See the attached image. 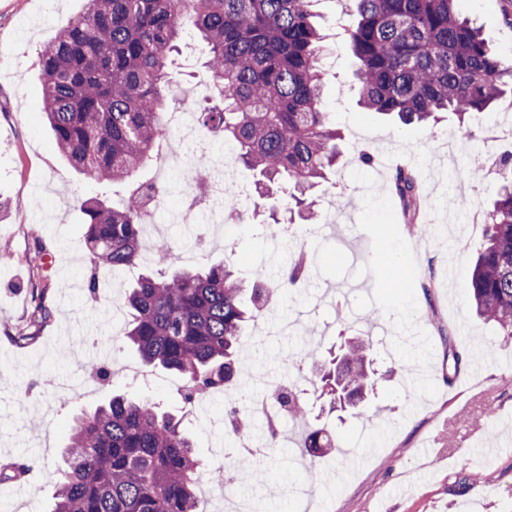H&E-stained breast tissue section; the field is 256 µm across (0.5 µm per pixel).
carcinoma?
<instances>
[{
    "label": "carcinoma",
    "instance_id": "cac0c4a2",
    "mask_svg": "<svg viewBox=\"0 0 512 512\" xmlns=\"http://www.w3.org/2000/svg\"><path fill=\"white\" fill-rule=\"evenodd\" d=\"M314 0H85V8L38 57L44 114L62 157L91 185H126L121 206L86 199L87 247L112 269H137L127 294L122 339L146 365L185 380L191 407L224 387L242 362L247 323L271 295L308 273L300 254L269 284L246 288L224 265L176 269L169 244L154 245L150 268L139 267L146 192L154 182L135 175L154 165L166 129L169 66L186 37L209 48L206 68L216 102L200 122L238 147L237 161L257 176L266 202L288 195L315 216L313 196L341 156V133L322 106L323 35ZM345 25L356 59L359 104L403 125L447 113L461 129L512 90V61L494 52L460 16L458 0H353ZM393 192L404 219L415 224L429 199L415 175L399 169ZM482 246L471 275L475 313L512 341V162H502L498 197L487 210ZM33 340L50 317L45 290L36 294ZM365 341L330 360L313 390L329 402H351L374 389ZM291 418L309 425L297 456L330 455L333 437L310 426L308 396L286 394ZM236 408L225 411L233 436L248 442ZM182 419L149 398L115 394L69 428L66 467L50 512H198L205 466ZM29 466L0 464V485L22 480Z\"/></svg>",
    "mask_w": 512,
    "mask_h": 512
}]
</instances>
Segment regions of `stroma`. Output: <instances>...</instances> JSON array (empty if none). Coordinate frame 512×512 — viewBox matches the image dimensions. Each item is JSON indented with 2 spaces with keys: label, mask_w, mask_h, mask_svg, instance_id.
Listing matches in <instances>:
<instances>
[{
  "label": "stroma",
  "mask_w": 512,
  "mask_h": 512,
  "mask_svg": "<svg viewBox=\"0 0 512 512\" xmlns=\"http://www.w3.org/2000/svg\"><path fill=\"white\" fill-rule=\"evenodd\" d=\"M83 0H0V462L26 460L30 470L6 493L12 512H42L62 466V449L74 415L95 408L112 392L151 396L181 414V377L158 372L148 389L121 379L90 377L71 354L88 330L118 361L136 362L121 340L124 317L100 318L123 305L127 277L111 295L91 299L92 269L81 203L94 190L58 152L43 119L38 54L81 13ZM503 56L512 55V0H459ZM326 35L323 106L344 135L343 157L317 190L313 224L293 228L287 243L262 235L259 226L231 224L205 241L186 265L222 263L244 282L277 278L301 248H309L307 280L282 290L247 329L240 350L249 376L240 377L236 402L249 415L252 452L224 433L221 395H206L200 417L183 428L198 455L233 459L243 478L241 499L258 512H512V344L472 314L468 283L482 227L448 219L449 193L462 194L464 209L487 210L500 185L501 156L492 130L512 124V93L501 95L479 123L463 132L452 118L436 125L401 126L358 103L356 61L336 35L340 13L352 0H315ZM205 45L172 69L175 92L191 89V107L204 108ZM458 155L481 154L484 174L458 182L443 142ZM372 160L361 163L359 152ZM412 170L432 194L422 213L426 233H408L391 185L396 169ZM433 280L431 294L422 285ZM48 287L51 312L39 336L22 340L33 311V291ZM425 343L405 342L407 332ZM378 340L372 367L380 380L363 403L365 413L322 412L318 423L335 433L340 453L314 463L280 464V448L267 447L263 424L250 405L263 396L261 377L306 379L300 347L317 341L319 354L341 339ZM456 344L464 357L450 372L445 353ZM266 471L255 485L253 469Z\"/></svg>",
  "instance_id": "obj_1"
}]
</instances>
